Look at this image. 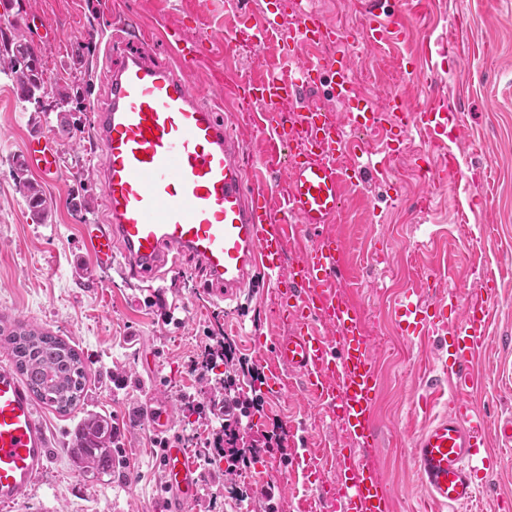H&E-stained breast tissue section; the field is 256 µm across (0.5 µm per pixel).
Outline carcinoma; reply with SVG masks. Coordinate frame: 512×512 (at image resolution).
I'll return each mask as SVG.
<instances>
[{
    "instance_id": "cac0c4a2",
    "label": "carcinoma",
    "mask_w": 512,
    "mask_h": 512,
    "mask_svg": "<svg viewBox=\"0 0 512 512\" xmlns=\"http://www.w3.org/2000/svg\"><path fill=\"white\" fill-rule=\"evenodd\" d=\"M0 73L10 77L25 102L37 100L45 92L39 86L43 65L34 47L22 32H15L0 49ZM14 180L18 193L28 205L32 217L43 222L50 205L39 185L28 176L27 168L17 162ZM7 343L17 369L25 376L35 398L66 413L85 401L87 395L86 363L67 342L36 329L12 330ZM114 430L109 418L97 414L84 417L74 428L69 443L75 466L94 478L110 473Z\"/></svg>"
}]
</instances>
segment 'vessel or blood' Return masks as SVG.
I'll return each mask as SVG.
<instances>
[{
    "instance_id": "1",
    "label": "vessel or blood",
    "mask_w": 512,
    "mask_h": 512,
    "mask_svg": "<svg viewBox=\"0 0 512 512\" xmlns=\"http://www.w3.org/2000/svg\"><path fill=\"white\" fill-rule=\"evenodd\" d=\"M368 13L369 24L349 36L322 24L303 0H279L266 24L236 26L229 38L259 46L274 30L287 48L298 40L329 46L355 40L373 49L402 39L392 0H369ZM167 45L176 66L129 52L109 74V102L97 111L94 128L103 147L101 183L110 221L86 235L88 250L103 269L127 279L155 277L163 265L177 264L188 253L204 266L219 297L235 298L258 282L275 288L279 312L290 328L271 340L267 386H280L283 371L297 374L348 444L376 447L375 348L357 309L332 286L344 267L343 243L319 227L340 216L344 183L359 184L384 172L383 166L370 163L343 170L336 166L352 131L402 120L440 142L455 123V113L444 103L415 112L397 96L374 107L356 94L353 66L343 54L306 60L290 79L272 74L238 86L242 101L264 105L259 127L273 150L288 153L282 167L288 190L277 199L266 184L249 182L240 147L189 82L197 46L174 38ZM319 72L329 78L333 98L344 103L345 116L331 118L325 107L308 103L293 118H280V104L298 97ZM22 160L48 182L61 168L51 141L37 134L28 138ZM275 208L283 214L278 224L271 220ZM314 230L317 243L283 267L285 239ZM117 242L122 245L118 252L113 249ZM447 311L446 297L429 305L408 294L396 316L409 334L450 335L440 372L453 394L447 413L429 421L417 437L413 464L429 502L457 508L477 497L481 449L492 442L512 446V415L488 420L470 399L478 383L472 366L487 328L483 301H467L453 320ZM147 411L161 438L162 512H185L200 493L198 466L181 440L169 437L167 408L152 402ZM50 457V435L39 405L10 359H1L0 506L30 503ZM304 464V478H322L329 512H392L386 486L367 460L341 448H323Z\"/></svg>"
}]
</instances>
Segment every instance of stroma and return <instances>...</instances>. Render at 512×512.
Masks as SVG:
<instances>
[{
  "label": "stroma",
  "instance_id": "stroma-1",
  "mask_svg": "<svg viewBox=\"0 0 512 512\" xmlns=\"http://www.w3.org/2000/svg\"><path fill=\"white\" fill-rule=\"evenodd\" d=\"M275 3L8 0L0 8V29L18 28L32 41L49 90L80 89L65 111L38 113L0 74V328L24 324L52 333L89 365L83 404L67 413L41 408L53 451L35 499L48 512H158L160 440L144 410L146 398L169 405L171 435L188 449L201 448L220 427L213 384L226 367L217 363L199 377L189 373V357L221 332L260 368L269 357L267 340L287 330L269 287L218 300L206 271L186 254L175 270L132 284L101 270L84 239L88 225L108 219L92 111L105 105V75L123 52L110 44L120 21L134 26V48L161 63L173 61L161 33L201 44L190 74L194 89L227 122L250 175L267 182L275 197L285 194L284 180L265 164L271 145L253 122L264 106L236 105L235 85L273 71L289 75L295 60L315 52L330 58L335 50L314 51L300 42L289 59L273 42L259 48L226 41L228 17L261 24ZM395 10L406 31L396 48H350L357 71L367 74L358 94L377 107L397 95L418 110L443 98L463 136L435 144L395 128L358 134L365 157L386 159L388 173L377 182L345 184L343 213L324 230L344 244L346 272L338 285L360 309L376 349L380 435L367 456L392 493L394 512H423L411 454L427 418L416 401L439 376L448 345L437 335L421 339L399 329L395 307L405 293L429 301L443 288L463 302L494 279L475 363L482 385L471 398L490 419L512 413V0H398ZM62 123L68 134L58 133ZM35 130L53 139L62 160L57 179L42 185L51 205L42 224L32 220L12 176ZM450 152L459 168L446 177L438 168ZM75 197L87 200L88 209H74ZM248 392L260 404L249 416L248 438L262 440L281 423L282 456L258 453L240 475L227 474L222 463H200L201 494L186 512H299L319 505L320 484L305 481L301 468L314 449L341 444L339 428L293 376L274 390L251 382ZM89 412L109 416L116 431L112 472L98 478L83 475L68 453L73 429ZM484 455L489 465L479 473L477 512H498L512 499V448L493 445ZM269 486L270 498L262 494Z\"/></svg>",
  "mask_w": 512,
  "mask_h": 512
}]
</instances>
